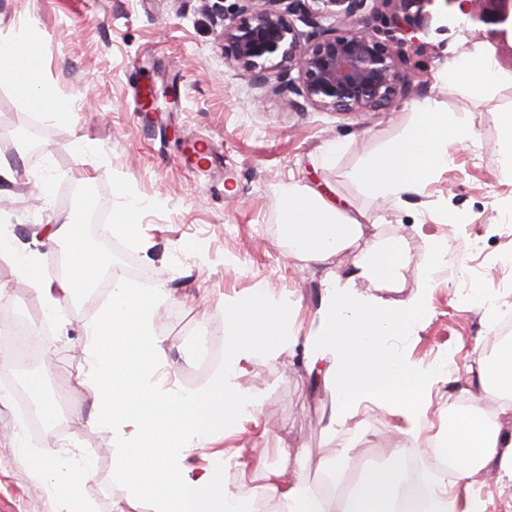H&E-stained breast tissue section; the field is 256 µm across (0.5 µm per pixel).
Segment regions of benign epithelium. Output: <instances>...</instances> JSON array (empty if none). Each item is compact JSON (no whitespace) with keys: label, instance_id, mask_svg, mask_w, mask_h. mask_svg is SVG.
<instances>
[{"label":"benign epithelium","instance_id":"benign-epithelium-1","mask_svg":"<svg viewBox=\"0 0 512 512\" xmlns=\"http://www.w3.org/2000/svg\"><path fill=\"white\" fill-rule=\"evenodd\" d=\"M441 1L446 19L458 14L492 26V40L512 39V0H380L386 31L365 15L368 0H242L218 33L224 63L244 71L257 88L333 112H376L392 105L412 78L400 71L428 29V7ZM308 30L298 29L296 22ZM298 77H291L292 72Z\"/></svg>","mask_w":512,"mask_h":512}]
</instances>
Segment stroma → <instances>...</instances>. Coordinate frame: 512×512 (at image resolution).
Wrapping results in <instances>:
<instances>
[{"label": "stroma", "instance_id": "stroma-1", "mask_svg": "<svg viewBox=\"0 0 512 512\" xmlns=\"http://www.w3.org/2000/svg\"><path fill=\"white\" fill-rule=\"evenodd\" d=\"M239 0H0V44L10 43L27 25L38 28L36 42L46 79L72 102L66 120L49 118L0 82V160L13 169L0 183V217L37 258L50 261L44 231L71 212L73 193L94 187L104 219L112 217V188L126 182L145 200L137 237L114 235L120 261L138 277L165 283L167 303L152 327L161 341L162 381L179 386L205 359L202 345L212 326L223 325L224 306L256 285L269 282L294 305L295 322L309 331L318 317L323 281L346 277L353 251L315 264L289 257L279 199L295 186L317 190L349 213H363L364 240L385 243L401 237L417 252L400 277L382 282L378 294L400 304L426 293L414 335L395 336L390 346L420 365L445 360L456 377L434 385L431 408L419 423L421 436L442 430L453 385L478 391L480 361L494 352L489 342L495 314L475 305L471 285L450 278L424 282L432 267L428 240L478 241L477 251L454 252L458 262L474 265V284L492 288L512 279V268L498 265L512 252V231L498 219L512 203V180L500 172L498 111L512 107V46H497L466 36L462 30L429 32L422 47L402 69L428 77L409 96L380 112L344 114L315 106L297 109L285 97L260 93L248 76L224 63L217 45L221 15L236 12ZM495 57L505 76L489 96H466L441 73L448 60L470 47ZM152 87L153 102L143 90ZM434 100L445 110H465L473 139L453 150L448 167L437 173L423 194L402 200L366 195L352 179L365 159L397 142L416 123V103ZM38 129L37 144L26 141ZM344 148L334 165L321 162L329 141ZM86 154L77 156L76 142ZM55 178L50 197L38 185ZM450 212L468 223L451 224ZM0 320L31 318L43 296L11 263H0ZM95 313L86 304L65 305L38 362L18 366L0 356V512H58L52 482L44 480L19 454L18 445L41 453L52 441H68L88 451L91 465L84 487L90 512H151L125 488L113 485L116 454L112 434L95 422L75 425L74 410H90L95 390L85 377L81 327ZM312 353L304 342L286 356H254L234 380L236 391L255 399L253 416L239 426L212 434L202 448L184 449L188 477L217 462L236 460L224 483L239 499L253 497L265 481L251 461L264 456L280 464L281 449L301 458L290 480L300 488L317 485L319 463L333 460L345 472L384 464L393 458L396 439L389 430L405 427L402 416L380 402L363 400L354 421L335 427L328 420L338 401L333 387L314 378ZM44 373L49 397L59 415L53 426H27L17 415L18 390Z\"/></svg>", "mask_w": 512, "mask_h": 512}]
</instances>
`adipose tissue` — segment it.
I'll list each match as a JSON object with an SVG mask.
<instances>
[{"label": "adipose tissue", "instance_id": "1", "mask_svg": "<svg viewBox=\"0 0 512 512\" xmlns=\"http://www.w3.org/2000/svg\"><path fill=\"white\" fill-rule=\"evenodd\" d=\"M19 42L25 56L0 51V76L19 78L24 97L38 110L58 120L67 118L70 105L47 84L33 33H25ZM443 76L470 94L484 95L497 86L501 71L493 56L477 48L449 60ZM415 110L418 120L411 132L353 171V179L367 195L399 200L422 194L431 178L447 168L449 150L471 142L469 112L442 111L429 100L417 103ZM280 207L286 217L284 233L290 255L314 263L326 262L347 249L361 255L353 275L344 280L325 279L319 321L306 337L315 357L328 362L325 374L336 391L339 416L351 415L362 400L374 398L418 424L429 411L427 393L440 381V373L408 362L388 347L387 339L415 333L424 299L419 296L393 306L364 292L365 287H379L381 280L395 276L405 265L401 242L384 248L363 243L359 222L314 191L288 188ZM481 370L485 384L495 389L501 401L500 414L511 413L512 343L501 344ZM448 436L454 444V462L448 473L427 470L417 479L415 492L422 501V512H449L452 488L464 492L463 512H491L493 503L483 498L474 477L491 469L512 478V430L490 422L475 407L454 417ZM404 459V448H397L390 464L370 470L341 496L300 490L285 482V468L270 470L260 456L255 467L265 471L266 480L256 486L254 495L278 499L283 512H396ZM31 463L55 483L60 512H88L83 495L88 465L52 449L32 456Z\"/></svg>", "mask_w": 512, "mask_h": 512}]
</instances>
